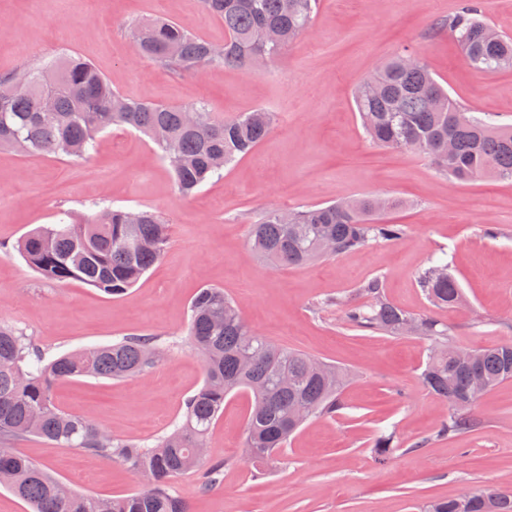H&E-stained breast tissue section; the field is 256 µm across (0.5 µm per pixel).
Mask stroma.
Here are the masks:
<instances>
[{
    "instance_id": "obj_1",
    "label": "stroma",
    "mask_w": 512,
    "mask_h": 512,
    "mask_svg": "<svg viewBox=\"0 0 512 512\" xmlns=\"http://www.w3.org/2000/svg\"><path fill=\"white\" fill-rule=\"evenodd\" d=\"M460 3L321 0L308 32L264 72L216 67L192 78L130 61L128 25L160 16L222 43L223 23L197 0H0V77L21 63L72 53L130 98L199 100L227 118L257 108L275 115L272 133L252 154L188 199L178 196L154 144L136 132L100 134L86 161L0 151V322L52 353L130 335L167 346L143 375L58 383L53 396L63 410L122 439L149 442L171 429L184 399L203 384L204 361L187 341V326L191 300L206 286L223 289L269 341L355 372L341 414L309 420L260 479L244 454L250 398L229 395L208 436L209 459L224 464L221 485L201 491L198 471L174 481L190 512H420L430 498L463 488L494 483L512 491V381L479 401L480 429L437 439L443 406L420 381L427 341L351 331L342 310L314 308L378 277L393 304L437 315L459 346L512 341V182L464 183L438 174L424 157L378 147L354 104L356 85L406 48L458 103L512 125V70L475 72L456 39L433 28ZM363 196L394 200L375 219L403 225L402 238L288 268L261 262L251 247V226L266 209ZM98 197L160 211L169 224L164 257L118 298L46 281L15 250L26 232L54 223L58 210L83 213ZM487 227L498 236H484ZM438 259L448 260L464 292L458 307L436 309L418 285L420 271ZM391 430L399 449L376 464L373 440ZM12 445L78 492L112 497L141 487L123 466L75 448L34 437Z\"/></svg>"
}]
</instances>
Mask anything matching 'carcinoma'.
I'll return each instance as SVG.
<instances>
[{
	"instance_id": "carcinoma-1",
	"label": "carcinoma",
	"mask_w": 512,
	"mask_h": 512,
	"mask_svg": "<svg viewBox=\"0 0 512 512\" xmlns=\"http://www.w3.org/2000/svg\"><path fill=\"white\" fill-rule=\"evenodd\" d=\"M201 8L224 23L223 55L215 44L176 22L142 19L129 36L143 59L169 71L194 76L208 67L252 69V56L272 62L311 26L319 0H199ZM450 31L468 65L481 73L512 69V39L485 20L479 6L467 4L435 23ZM31 84L17 77L0 79V149L28 157L52 155L83 159L97 137L113 128L147 136L167 163L179 192L190 196L225 168L250 154L271 133L273 113L255 109L226 119L200 101L171 106L127 98L112 89L88 61L74 54L40 67L26 66ZM355 107L373 144L425 156L440 173L459 181L477 175L512 182V127L501 126L463 108L417 55L399 53L359 83ZM281 209L262 212L251 225L252 245L276 267L302 266L326 256L358 250L372 240H395L399 224H374L375 200L358 198L293 210L285 224ZM57 224L38 227L16 244L17 252L43 278L77 281L110 296H122L156 264L169 245L168 224L157 210L113 207L107 200L90 203V212H63ZM419 286L438 308L463 301L448 264L425 268ZM344 311L354 330L402 335L411 322L429 342L421 374L425 389L447 413L437 437L475 430L473 408L482 395L512 380V343L471 350L460 362L448 327L431 315H415L388 301L380 278L362 282L351 296L325 300ZM188 339L204 359L203 386L184 401L173 429L153 443L115 438L92 420L59 409L53 386L79 377L122 380L151 369L163 346L153 336H128L110 345L49 358L16 328L0 323V442L32 436L66 448L117 462L150 482L128 496L100 498L71 492L61 481L15 448L0 447V485L27 502L31 512H188L171 482L208 464L201 489L222 480L224 464L206 462L195 449L224 410L234 391H248L253 402L246 418L245 448L255 462L274 459L305 419L334 416L350 373L297 350L271 344L243 319L221 288L204 287L190 304ZM398 450L395 433L379 434L371 448L382 464ZM422 512H512V491L487 485L462 502L434 497Z\"/></svg>"
}]
</instances>
